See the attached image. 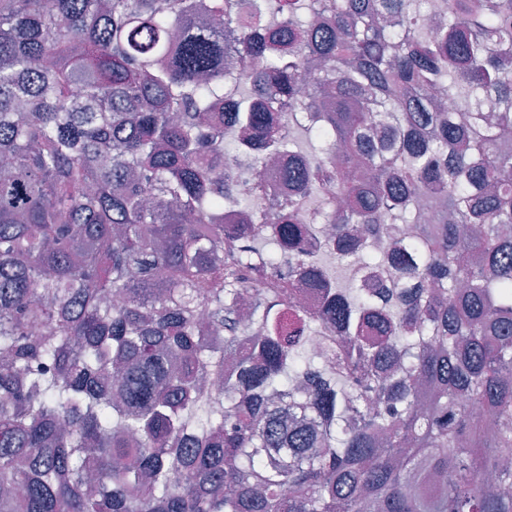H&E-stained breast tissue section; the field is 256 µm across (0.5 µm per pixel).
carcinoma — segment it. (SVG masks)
I'll return each mask as SVG.
<instances>
[{
    "label": "carcinoma",
    "mask_w": 512,
    "mask_h": 512,
    "mask_svg": "<svg viewBox=\"0 0 512 512\" xmlns=\"http://www.w3.org/2000/svg\"><path fill=\"white\" fill-rule=\"evenodd\" d=\"M511 60L512 0H0V512H512Z\"/></svg>",
    "instance_id": "obj_1"
}]
</instances>
